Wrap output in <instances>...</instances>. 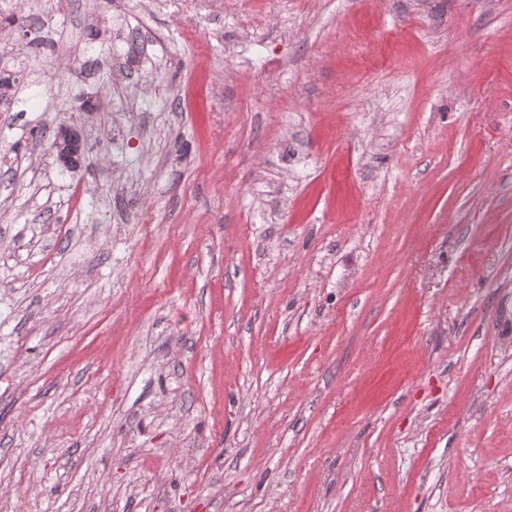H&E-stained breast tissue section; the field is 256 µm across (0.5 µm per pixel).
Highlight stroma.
<instances>
[{
    "label": "stroma",
    "instance_id": "stroma-1",
    "mask_svg": "<svg viewBox=\"0 0 512 512\" xmlns=\"http://www.w3.org/2000/svg\"><path fill=\"white\" fill-rule=\"evenodd\" d=\"M8 76L0 512H512V0H66Z\"/></svg>",
    "mask_w": 512,
    "mask_h": 512
}]
</instances>
